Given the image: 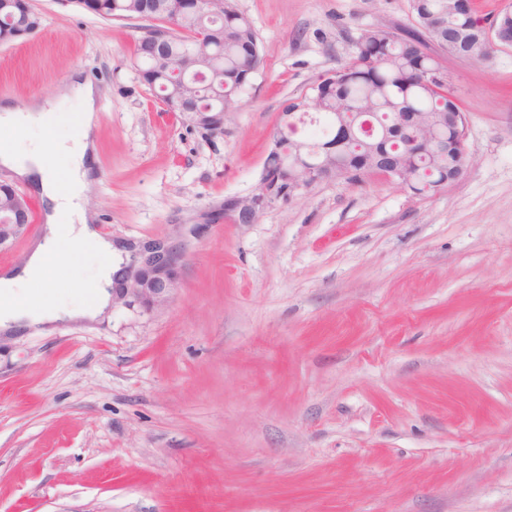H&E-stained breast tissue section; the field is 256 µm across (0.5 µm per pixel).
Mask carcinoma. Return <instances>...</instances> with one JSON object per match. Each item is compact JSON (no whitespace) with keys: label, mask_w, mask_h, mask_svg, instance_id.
Segmentation results:
<instances>
[{"label":"carcinoma","mask_w":512,"mask_h":512,"mask_svg":"<svg viewBox=\"0 0 512 512\" xmlns=\"http://www.w3.org/2000/svg\"><path fill=\"white\" fill-rule=\"evenodd\" d=\"M412 8L424 34L399 36L384 29L364 34L353 55L311 94L285 104L283 111L293 116L275 134L282 148L268 155L264 167L273 196H279L283 187L285 165H293L301 156L334 164L353 181L370 170L366 160L381 152L387 159L403 160L401 170L412 178V190L420 194L448 177V158L430 146L418 148L409 137L385 141L383 132L393 125L397 112H425L439 119L442 137L457 135L463 127L459 100L439 61L426 51L425 39L442 48L450 31L468 33L481 20L472 11L461 10L445 22L443 0H412ZM91 14L104 20L151 22L137 42L138 74L166 103L190 98L194 104L190 121L206 136L219 131L221 113L237 108L240 93L261 61L257 33L235 0H222L217 12L204 4L179 9L174 0H93ZM41 26V16L32 10L22 16L0 13V44L33 35ZM160 35L166 36L170 55L156 58L144 53V46ZM463 52L471 60H488L496 49L473 40ZM314 121L323 123L322 135L298 136V126ZM343 124L356 130V136L347 139L334 156L321 153V146L336 140Z\"/></svg>","instance_id":"obj_1"}]
</instances>
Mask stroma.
Returning <instances> with one entry per match:
<instances>
[{"label": "stroma", "instance_id": "1", "mask_svg": "<svg viewBox=\"0 0 512 512\" xmlns=\"http://www.w3.org/2000/svg\"><path fill=\"white\" fill-rule=\"evenodd\" d=\"M0 101L98 85L84 204L106 237L184 257L168 304L117 303L0 337V512H512V49L436 56L471 162L415 196L377 174L316 183L254 224L207 222L258 184L288 99L411 0H236L261 64L206 138L144 86L140 19L30 0ZM0 247L19 264L43 230ZM56 298L92 303L61 255Z\"/></svg>", "mask_w": 512, "mask_h": 512}]
</instances>
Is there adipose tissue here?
<instances>
[{"label": "adipose tissue", "mask_w": 512, "mask_h": 512, "mask_svg": "<svg viewBox=\"0 0 512 512\" xmlns=\"http://www.w3.org/2000/svg\"><path fill=\"white\" fill-rule=\"evenodd\" d=\"M98 88L80 76H72L64 99L77 103L80 131L71 141L53 136L58 107L32 101L23 108L0 103V167L15 179L38 190L46 201L44 233L35 242L23 265L0 275V331L14 333L32 326L50 332L62 318L95 320L111 303L112 276L125 260L123 245L105 238L93 226V216L81 204L84 189L94 171L96 145L89 137L97 121ZM64 168H57V159ZM93 261L92 304L58 303L49 298L34 299L33 283L52 281L50 264L66 249Z\"/></svg>", "instance_id": "ef3b65f1"}]
</instances>
